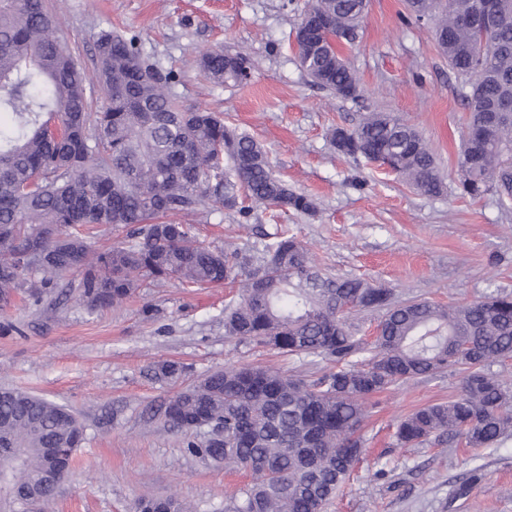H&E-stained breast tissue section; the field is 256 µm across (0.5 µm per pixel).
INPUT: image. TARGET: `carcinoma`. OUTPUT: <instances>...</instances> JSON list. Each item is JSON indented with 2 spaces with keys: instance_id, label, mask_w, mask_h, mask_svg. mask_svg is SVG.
I'll return each mask as SVG.
<instances>
[{
  "instance_id": "obj_1",
  "label": "carcinoma",
  "mask_w": 512,
  "mask_h": 512,
  "mask_svg": "<svg viewBox=\"0 0 512 512\" xmlns=\"http://www.w3.org/2000/svg\"><path fill=\"white\" fill-rule=\"evenodd\" d=\"M476 0H405L408 17L436 31L456 91L469 113L458 157L462 195L495 192L512 206V0L480 29L463 23ZM365 0H309L297 30L308 47L301 67L318 86L357 101L359 80L324 34L305 19L330 20L336 44L352 45ZM96 87L107 104L91 111L86 83L57 35L45 0H0V304L30 287L55 288L80 274L90 309L121 305L142 283L176 278L189 287L241 280L224 305V335L284 355H316L334 369L315 379L256 366L215 370L173 395L164 424L185 447L250 481L225 499L224 512H324L364 453L360 435L376 393L416 378L463 371L460 393L415 409L396 423L402 446L446 433L471 447L512 435V393L491 366L512 357V293L461 305L394 300L390 288L322 272L296 236L275 233L262 262L204 245L194 225L210 203L239 209L244 200L309 213L313 201L277 178L263 147L224 124V116L180 107L171 76L145 63L133 39L103 31L96 40ZM215 82H242L243 52L198 59ZM345 156L373 161L418 193L444 185L434 154L416 128L393 112L373 111L332 134ZM231 174L224 173V162ZM122 226L128 245L93 248L71 228ZM381 313L368 342L356 314ZM83 430L67 408L19 388L0 390V448L14 451L6 478L17 497L0 512H24L36 499L47 512L57 486L44 481L54 450L73 460ZM135 512H193L173 496H143Z\"/></svg>"
}]
</instances>
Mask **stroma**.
<instances>
[{
	"label": "stroma",
	"mask_w": 512,
	"mask_h": 512,
	"mask_svg": "<svg viewBox=\"0 0 512 512\" xmlns=\"http://www.w3.org/2000/svg\"><path fill=\"white\" fill-rule=\"evenodd\" d=\"M45 3L86 78L95 73L100 32L136 37L146 62L173 74L170 92L179 104L223 113L228 126L263 146L276 176L315 203L312 214L209 207L192 222L211 247L257 260L282 227L327 272L391 288L398 302L455 305L512 292V210L491 192L461 194L458 153L468 114L431 26L406 20L404 0H368L357 42L340 48L362 89L356 102L314 84L298 63L292 40L306 0ZM224 49L249 55V80L218 84L200 70L201 54ZM377 108L398 113L429 144L441 194H419L394 174L337 152L333 130L354 128ZM238 289L148 282L123 305L97 310L65 279L55 288L15 291L0 310V322L20 328L0 334V387L67 406L83 429L53 512H131L144 493L224 512L246 475L190 453L155 410L227 365H270L307 377L329 369L315 356H279L225 336L224 305ZM161 361L179 363L182 375L156 379L152 367ZM461 382L451 369L374 395L361 430L367 451L325 512H512V437L488 448L460 439L403 447L394 437L397 418L448 401ZM476 467L481 480L459 493Z\"/></svg>",
	"instance_id": "35a3bbf8"
}]
</instances>
